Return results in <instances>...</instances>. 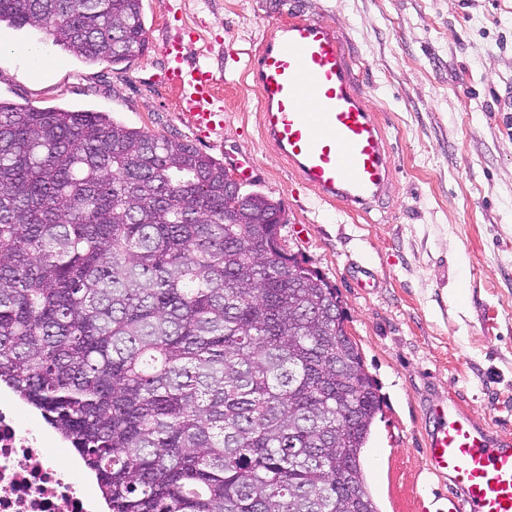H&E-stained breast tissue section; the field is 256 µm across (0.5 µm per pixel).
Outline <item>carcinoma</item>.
Here are the masks:
<instances>
[{"label":"carcinoma","instance_id":"1","mask_svg":"<svg viewBox=\"0 0 512 512\" xmlns=\"http://www.w3.org/2000/svg\"><path fill=\"white\" fill-rule=\"evenodd\" d=\"M85 62L145 49L142 0H0ZM280 202L105 112L0 101V383L109 512H379L380 397L338 292L272 252Z\"/></svg>","mask_w":512,"mask_h":512}]
</instances>
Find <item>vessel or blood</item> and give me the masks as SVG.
<instances>
[{
    "label": "vessel or blood",
    "mask_w": 512,
    "mask_h": 512,
    "mask_svg": "<svg viewBox=\"0 0 512 512\" xmlns=\"http://www.w3.org/2000/svg\"><path fill=\"white\" fill-rule=\"evenodd\" d=\"M167 81L201 130L223 122L205 67L184 68L181 42L165 47ZM259 93L265 140L301 182L325 202L364 212L391 189L390 158L380 126L338 27L313 16L272 26L248 65ZM426 452L460 498L448 512H512V439L493 438L455 404L432 408Z\"/></svg>",
    "instance_id": "vessel-or-blood-1"
}]
</instances>
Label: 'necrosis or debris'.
Here are the masks:
<instances>
[{
    "mask_svg": "<svg viewBox=\"0 0 512 512\" xmlns=\"http://www.w3.org/2000/svg\"><path fill=\"white\" fill-rule=\"evenodd\" d=\"M103 502L52 450L45 425L0 397V512H101Z\"/></svg>",
    "mask_w": 512,
    "mask_h": 512,
    "instance_id": "1",
    "label": "necrosis or debris"
}]
</instances>
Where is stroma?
I'll list each match as a JSON object with an SVG mask.
<instances>
[{
    "label": "stroma",
    "instance_id": "stroma-1",
    "mask_svg": "<svg viewBox=\"0 0 512 512\" xmlns=\"http://www.w3.org/2000/svg\"><path fill=\"white\" fill-rule=\"evenodd\" d=\"M298 14L341 29L384 135L392 191L369 213L319 200L260 133L247 64ZM143 16L145 50L125 63L54 46L36 72L0 53V100L103 111L246 163L247 190L281 202L289 246L337 288L378 387L363 466L380 512H448L455 489L426 456L430 407L512 433V0H143ZM182 30L187 62L216 76L218 133L192 125L164 78Z\"/></svg>",
    "mask_w": 512,
    "mask_h": 512
}]
</instances>
